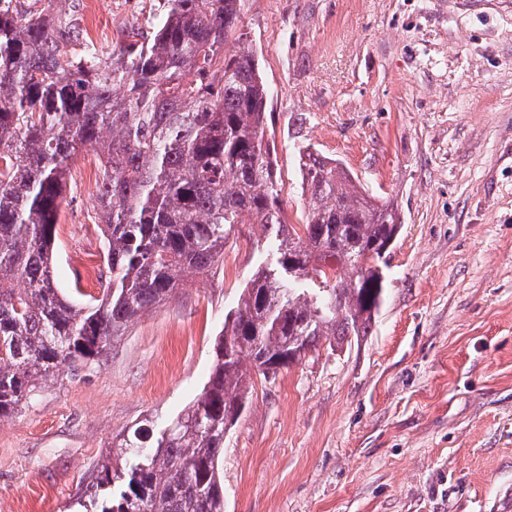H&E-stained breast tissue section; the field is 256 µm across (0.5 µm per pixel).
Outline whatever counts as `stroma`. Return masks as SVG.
<instances>
[{
	"instance_id": "35a3bbf8",
	"label": "stroma",
	"mask_w": 512,
	"mask_h": 512,
	"mask_svg": "<svg viewBox=\"0 0 512 512\" xmlns=\"http://www.w3.org/2000/svg\"><path fill=\"white\" fill-rule=\"evenodd\" d=\"M109 52L163 0H54ZM290 223L298 152L341 162L401 229L368 335L271 379L224 439V512H512V0H244ZM98 171L73 169L55 273L98 294ZM235 226L224 262L106 357L0 420V512H69L116 435L202 391L224 316L272 258Z\"/></svg>"
}]
</instances>
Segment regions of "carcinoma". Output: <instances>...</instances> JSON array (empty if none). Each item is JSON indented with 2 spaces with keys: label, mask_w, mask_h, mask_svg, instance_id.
Returning a JSON list of instances; mask_svg holds the SVG:
<instances>
[{
  "label": "carcinoma",
  "mask_w": 512,
  "mask_h": 512,
  "mask_svg": "<svg viewBox=\"0 0 512 512\" xmlns=\"http://www.w3.org/2000/svg\"><path fill=\"white\" fill-rule=\"evenodd\" d=\"M0 0V420L63 371L76 376L189 279L224 262L237 224L276 242L224 318L209 381L156 431L118 434L75 505L82 512H224V437L253 373L288 368L322 340L368 334L397 236L394 204L336 160L299 150L305 223H288L265 142L268 89L240 46L243 0H167L153 31L105 55L49 8ZM99 161L100 292L78 306L54 246L78 155Z\"/></svg>",
  "instance_id": "obj_1"
}]
</instances>
